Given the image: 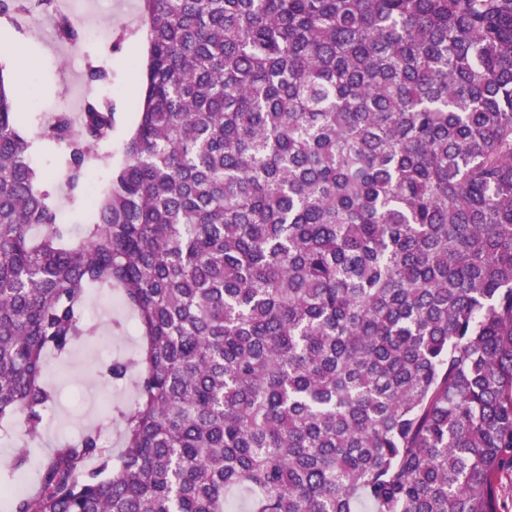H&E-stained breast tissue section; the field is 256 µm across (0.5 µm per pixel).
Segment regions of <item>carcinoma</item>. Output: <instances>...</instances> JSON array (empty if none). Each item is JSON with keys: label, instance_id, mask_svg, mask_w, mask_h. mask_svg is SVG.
<instances>
[{"label": "carcinoma", "instance_id": "carcinoma-1", "mask_svg": "<svg viewBox=\"0 0 512 512\" xmlns=\"http://www.w3.org/2000/svg\"><path fill=\"white\" fill-rule=\"evenodd\" d=\"M139 122L19 130L0 70V422L122 289L123 452L90 430L11 512H498L512 464V0H141ZM51 0H0V15ZM54 148L82 233L31 164ZM495 491L500 503V512H512V468L506 467L498 474Z\"/></svg>", "mask_w": 512, "mask_h": 512}]
</instances>
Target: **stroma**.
<instances>
[{
	"instance_id": "1",
	"label": "stroma",
	"mask_w": 512,
	"mask_h": 512,
	"mask_svg": "<svg viewBox=\"0 0 512 512\" xmlns=\"http://www.w3.org/2000/svg\"><path fill=\"white\" fill-rule=\"evenodd\" d=\"M79 12L84 32L77 41L81 51L77 57L70 56L65 45L42 38V20L33 21L22 33L0 18V74L13 81V55L35 58L28 76V100L16 105L20 112L57 105L71 87L82 90L87 99L111 98L115 111L112 164L117 167L139 120L148 51L141 4L140 0H81ZM90 55L110 73V81L89 83L86 58ZM88 318L94 336L64 357H48L46 381L55 393V403L45 412L41 437L29 443L28 463L17 470L8 463L0 465L1 488L16 486L28 493L38 484L40 460L90 429H100L101 444L121 450L123 423L115 415L133 409L135 394L126 381L109 377L107 369L118 355L140 350L144 340L120 289L108 296L92 294Z\"/></svg>"
}]
</instances>
